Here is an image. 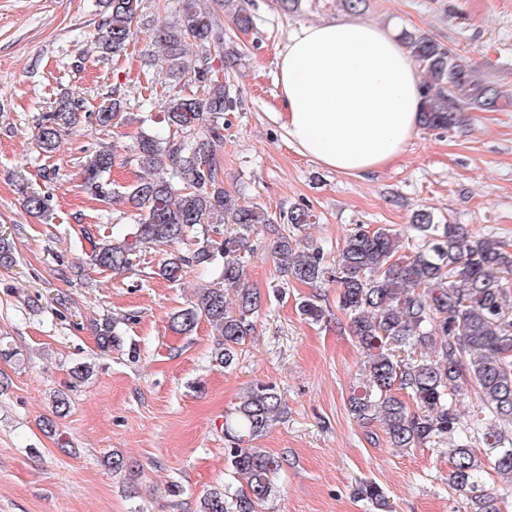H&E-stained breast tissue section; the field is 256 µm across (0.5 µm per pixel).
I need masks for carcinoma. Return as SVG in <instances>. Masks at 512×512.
Returning a JSON list of instances; mask_svg holds the SVG:
<instances>
[{
	"instance_id": "1",
	"label": "carcinoma",
	"mask_w": 512,
	"mask_h": 512,
	"mask_svg": "<svg viewBox=\"0 0 512 512\" xmlns=\"http://www.w3.org/2000/svg\"><path fill=\"white\" fill-rule=\"evenodd\" d=\"M107 16L95 36L101 53L118 55L134 35L141 0H104ZM224 11L237 29L253 26L239 0H224ZM157 44L170 69L202 93H176L164 103V135L142 136L138 163L144 175L126 187V198L140 210L134 232L93 245L89 264L116 273L133 264L149 245L173 246L202 227L203 239L186 254L178 251L160 265L157 275L178 282L188 268L206 271L223 260L221 285L206 286L196 302L170 317L179 334L193 332L204 319L218 332L212 361L228 368L240 346L255 331L261 295L246 278L249 234L258 224H273L274 253L280 272L304 284H331L349 328L365 352L364 379L354 388L350 409L364 424L379 423L394 448H420L449 437L448 485L466 494L470 512H501L512 496V244L470 233L461 224H441L420 209L410 230L421 243L409 255H398L391 228L368 230L359 225L345 237L336 259L302 235L313 214L295 205L272 214L224 191V167L217 147L224 142V113L234 111L229 86L213 77L212 55L227 59L238 49L224 39L207 0H177L175 21L158 35ZM403 44L423 78L420 124L427 128H460L470 110H502L504 95L474 77L466 58L436 42L426 32L406 31ZM195 46L200 63L190 64ZM80 99L61 97L42 119L39 147L56 149L62 132L77 119ZM122 102L103 103L97 124L120 123ZM115 154L102 146L88 156L84 183L100 200L112 197ZM29 212L41 214L46 200L20 186ZM97 343L106 352L122 343L118 323L105 318L97 325ZM422 353H416V349ZM473 389L482 408L476 419L462 420L457 402ZM275 387L256 382L224 420V455L245 485L229 492L214 489L200 501L199 512H258L277 496L275 475L280 461L257 446L280 413ZM497 477L502 491L486 489ZM359 495L377 507H388L382 489L365 482Z\"/></svg>"
}]
</instances>
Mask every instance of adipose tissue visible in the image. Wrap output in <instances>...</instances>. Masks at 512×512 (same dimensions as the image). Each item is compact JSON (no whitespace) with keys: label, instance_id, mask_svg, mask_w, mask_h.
I'll list each match as a JSON object with an SVG mask.
<instances>
[{"label":"adipose tissue","instance_id":"obj_1","mask_svg":"<svg viewBox=\"0 0 512 512\" xmlns=\"http://www.w3.org/2000/svg\"><path fill=\"white\" fill-rule=\"evenodd\" d=\"M277 85L289 146L342 174L391 164L420 123L409 53L392 33L359 20L305 26L279 59Z\"/></svg>","mask_w":512,"mask_h":512}]
</instances>
